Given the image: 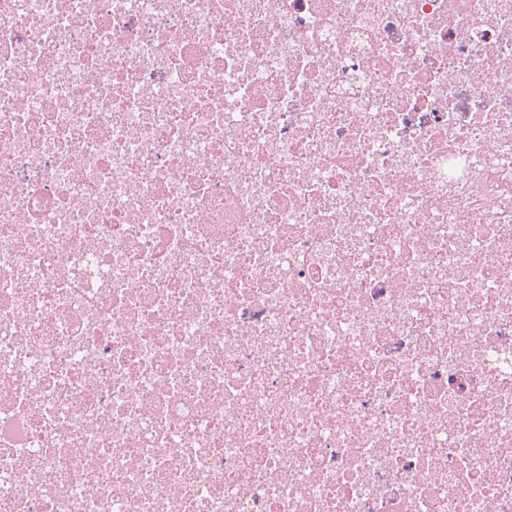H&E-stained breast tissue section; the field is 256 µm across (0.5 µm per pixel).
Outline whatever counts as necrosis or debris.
<instances>
[{
    "instance_id": "necrosis-or-debris-1",
    "label": "necrosis or debris",
    "mask_w": 512,
    "mask_h": 512,
    "mask_svg": "<svg viewBox=\"0 0 512 512\" xmlns=\"http://www.w3.org/2000/svg\"><path fill=\"white\" fill-rule=\"evenodd\" d=\"M0 512H512V0H0Z\"/></svg>"
}]
</instances>
